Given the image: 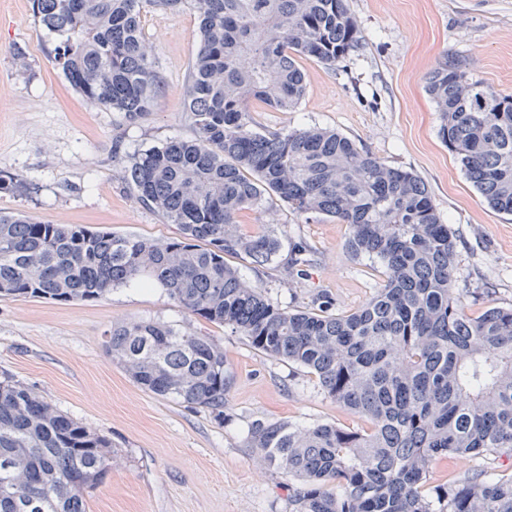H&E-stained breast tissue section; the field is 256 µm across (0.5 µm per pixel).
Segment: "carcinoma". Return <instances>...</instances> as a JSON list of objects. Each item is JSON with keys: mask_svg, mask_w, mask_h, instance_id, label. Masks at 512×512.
Masks as SVG:
<instances>
[{"mask_svg": "<svg viewBox=\"0 0 512 512\" xmlns=\"http://www.w3.org/2000/svg\"><path fill=\"white\" fill-rule=\"evenodd\" d=\"M145 3L201 16L185 90L195 135L129 156L124 173L137 201L179 236H121L0 212V298L93 301L139 280L315 375L369 426L257 420L244 439L294 480L295 512H512V477L485 469L426 488L440 461L512 450V307L466 312L454 232L416 173L334 129H253L250 101L282 111L299 103L300 60L332 65L361 43L346 0H32L36 21L55 37L51 63L129 122L153 111L162 89L141 34ZM425 84L448 150L487 204L512 214V95L470 78L462 55H446ZM270 194L298 215L348 225L352 256L382 268L366 303L346 313L328 299L286 310L226 261L240 255L256 269L288 272L309 264L303 246L283 257L275 234L240 232L241 214ZM105 346L143 389L224 416L233 376L213 337L138 320L112 326ZM114 454L31 389L0 382V512H87L85 492Z\"/></svg>", "mask_w": 512, "mask_h": 512, "instance_id": "obj_1", "label": "carcinoma"}]
</instances>
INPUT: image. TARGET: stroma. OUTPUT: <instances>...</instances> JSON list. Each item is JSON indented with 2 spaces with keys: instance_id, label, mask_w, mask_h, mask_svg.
Returning <instances> with one entry per match:
<instances>
[{
  "instance_id": "stroma-1",
  "label": "stroma",
  "mask_w": 512,
  "mask_h": 512,
  "mask_svg": "<svg viewBox=\"0 0 512 512\" xmlns=\"http://www.w3.org/2000/svg\"><path fill=\"white\" fill-rule=\"evenodd\" d=\"M362 41L335 65L305 60L306 90L283 112L254 101L262 133L312 126L338 130L386 164L418 174L457 238V288L468 313L512 306V215L492 210L438 136L424 77L445 55L468 57L473 79L512 95V0H347ZM142 37L156 57L162 93L131 123L77 93L51 64L53 40L32 0H0V170L22 190H0V212L55 224L165 240L177 225L135 199L127 155L189 138L184 90L198 46L196 10L146 6ZM242 233L274 231L306 245L302 273L254 269L231 258L268 300L289 310L362 305L383 281L379 263L352 257L347 225L293 213L277 197L244 212ZM152 320L212 336L235 376L223 418L142 389L104 348L112 325ZM29 387L54 409L106 437L118 452L87 495L88 512H294L288 480L243 438L252 421L357 428L305 369L254 350L230 329L191 315L159 286L133 281L95 301L0 299V381Z\"/></svg>"
}]
</instances>
